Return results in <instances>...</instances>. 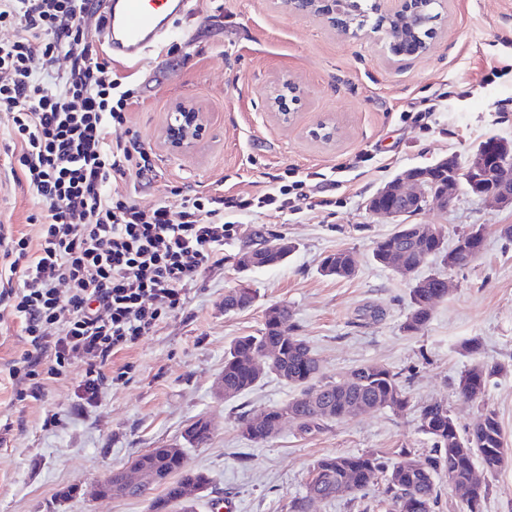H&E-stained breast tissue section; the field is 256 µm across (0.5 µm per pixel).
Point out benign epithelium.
Returning <instances> with one entry per match:
<instances>
[{
  "label": "benign epithelium",
  "mask_w": 512,
  "mask_h": 512,
  "mask_svg": "<svg viewBox=\"0 0 512 512\" xmlns=\"http://www.w3.org/2000/svg\"><path fill=\"white\" fill-rule=\"evenodd\" d=\"M341 0H287L286 5L294 13L319 14L327 18L332 25L340 13ZM417 0H382L381 12L384 21L391 22L409 12ZM300 86L292 80H285L277 90L271 107L276 109L275 116L282 123L292 120L288 111L287 97L296 96ZM205 116L199 108L189 102L181 101L174 106L164 131L167 146L174 152L191 150L203 134ZM491 146L504 147V141L491 137L482 142L466 160L457 156H448L438 163L425 168H410L382 187L369 199L368 210L374 214L399 218L409 211H419L431 202L443 210L453 206L461 194L458 175H466L469 193L488 199L498 206L512 208V151L504 155L499 163L487 161L486 152ZM448 170V181L443 184L435 179L438 170ZM274 248L288 253L290 244L279 242L267 244L242 255L240 267L256 265L265 250Z\"/></svg>",
  "instance_id": "obj_1"
}]
</instances>
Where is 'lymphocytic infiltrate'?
<instances>
[{"instance_id": "lymphocytic-infiltrate-1", "label": "lymphocytic infiltrate", "mask_w": 512, "mask_h": 512, "mask_svg": "<svg viewBox=\"0 0 512 512\" xmlns=\"http://www.w3.org/2000/svg\"><path fill=\"white\" fill-rule=\"evenodd\" d=\"M97 0H0V113L21 176L46 211L36 237L0 225V305L31 347L12 362L32 396L70 359L90 357L80 398L95 402L115 356L181 310L198 276L224 261L225 214L299 210L319 172L257 195L198 193L181 211L139 208L129 178L152 172L145 148L123 140L133 89L123 88L79 26ZM65 55L69 69L49 65ZM69 295L60 299L59 282Z\"/></svg>"}]
</instances>
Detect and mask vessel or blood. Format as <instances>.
Wrapping results in <instances>:
<instances>
[{"mask_svg":"<svg viewBox=\"0 0 512 512\" xmlns=\"http://www.w3.org/2000/svg\"><path fill=\"white\" fill-rule=\"evenodd\" d=\"M188 0H112L101 38L114 58L131 63L178 41Z\"/></svg>","mask_w":512,"mask_h":512,"instance_id":"1","label":"vessel or blood"}]
</instances>
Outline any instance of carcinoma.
Returning a JSON list of instances; mask_svg holds the SVG:
<instances>
[{
	"mask_svg": "<svg viewBox=\"0 0 512 512\" xmlns=\"http://www.w3.org/2000/svg\"><path fill=\"white\" fill-rule=\"evenodd\" d=\"M438 0H421L417 21L406 19L393 22L399 38L427 46L438 18ZM350 24L362 27L368 22L366 10L359 0H346L342 8ZM483 227L475 225L470 233L458 240L450 251L455 265L464 266L475 260L483 249ZM442 239L428 234L420 224H398L394 231L376 243L374 259L384 265L387 256L397 253L403 264L416 268L432 256L448 263V253ZM336 268V277L355 274L350 252L338 250L325 256L321 266ZM423 288H410V310L402 325L407 333L422 331L431 319L432 307L447 299L448 289L443 278L427 276ZM255 301L247 288L231 289L224 295V311L247 309ZM278 348L279 355L260 367L253 357L265 353L267 347ZM272 373L295 394L286 402L267 409L262 421L256 422L251 413L237 416L240 435L249 442L260 444L280 431L282 418L290 417L303 433L322 430L334 420L352 417L358 408L404 410L409 397L398 374L389 368L364 363L336 380L320 378V363L307 342L296 334L291 310L285 304H274L265 311L263 328L256 335L242 336L224 353V401H231L253 388L263 375ZM491 371L485 367L468 368L459 377V393L476 398L486 385ZM421 431L433 441L431 453L424 457L409 448L397 452L390 462L374 451L358 454H332L315 461L306 483L305 495L290 505L291 512H308L311 498L330 499L342 486L350 494L366 495L378 477L384 478V501L388 512H434L443 478L452 479L454 486L468 493L466 512H483L489 495V484H471L474 462L480 461L487 475L494 476L505 462L501 425L495 412L487 411L465 432H460L445 404L435 401L419 410ZM211 439L208 424L198 419L188 434V445L201 446ZM131 465L139 467L147 480L128 491L131 496L144 497L157 487L163 493L150 499L149 512H197L200 500L208 489V478L201 472L188 471L183 459L164 448H153L137 456Z\"/></svg>",
	"mask_w": 512,
	"mask_h": 512,
	"instance_id": "1",
	"label": "carcinoma"
}]
</instances>
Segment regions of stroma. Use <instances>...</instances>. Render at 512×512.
I'll return each instance as SVG.
<instances>
[{"instance_id": "stroma-1", "label": "stroma", "mask_w": 512, "mask_h": 512, "mask_svg": "<svg viewBox=\"0 0 512 512\" xmlns=\"http://www.w3.org/2000/svg\"><path fill=\"white\" fill-rule=\"evenodd\" d=\"M441 5L429 48L416 60L395 57L381 29L368 24L342 35L320 17L291 12L284 0H192L173 53L158 51L140 66L113 63V78L138 93L127 128L154 167L151 178L127 183L143 210L162 202L175 213L185 195L255 192L296 170L325 173L309 193L332 203L231 216L236 233L224 243L223 265L192 284L182 310L115 358L90 405L78 392L88 359L70 360L36 399L29 380L10 378L8 364L29 340L0 311V430L8 432L0 446V512H149L146 498L101 497L98 484L138 455L181 440L201 417L210 423V441L184 449L186 468L210 479L198 512H212L215 499L233 512H289L305 493L313 462L328 454H429L433 442L420 429L419 410L432 401L443 402L463 430L494 411L512 449V238L501 232L512 225V208L464 193L451 208L430 205L396 222L366 209L404 170L466 157L492 136L512 141V72L503 70L512 62V0ZM494 67L500 77H490ZM286 79L301 87L288 103L287 126L271 110ZM433 97L431 130L401 121V113ZM182 100L206 112L207 128L191 150L175 153L163 130ZM328 118L336 122L330 145L314 136ZM374 146L379 153L364 170L334 173ZM13 149L0 123V221L33 236L42 206L16 180ZM398 222L431 225L449 246L471 226L485 228L483 250L469 265L450 269L433 257L418 270L421 278L441 275L451 290L417 334L401 329L411 281L372 256ZM261 230L288 239L287 262L240 269V252L257 246ZM339 250L350 251L355 275L323 276L322 259ZM240 285L255 292L254 305L225 312V292ZM280 303L291 308L325 379L363 363L383 365L398 373L409 408L371 411L309 434L287 422L266 443L244 440L238 412L259 413L286 402L291 391L269 374L236 400L220 399L224 351L257 334L267 307ZM476 364L494 373L483 394L468 400L457 383Z\"/></svg>"}]
</instances>
